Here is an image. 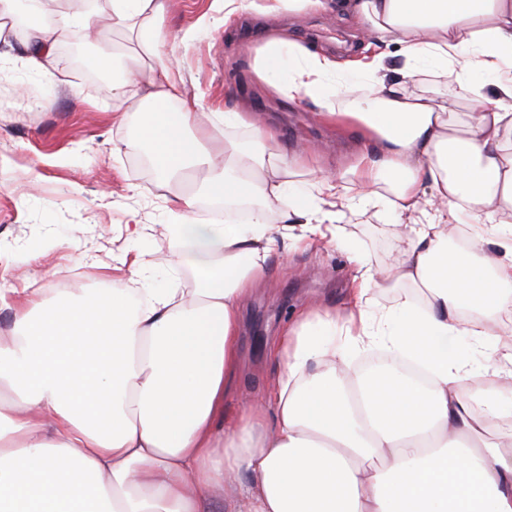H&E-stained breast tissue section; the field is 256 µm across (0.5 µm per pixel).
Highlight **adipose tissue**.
Wrapping results in <instances>:
<instances>
[{
	"label": "adipose tissue",
	"mask_w": 512,
	"mask_h": 512,
	"mask_svg": "<svg viewBox=\"0 0 512 512\" xmlns=\"http://www.w3.org/2000/svg\"><path fill=\"white\" fill-rule=\"evenodd\" d=\"M107 3L109 29L143 50L93 61L112 71L113 112L151 104L139 139L163 178L206 171L162 234L217 259L188 290L145 283L134 264L107 288L0 293L13 316L0 341V512H512V434L496 429L512 418V0H224L228 16L334 6L367 41L368 55L345 61L285 35L250 50L279 98L311 101L357 135L353 165L306 183L250 113H212L224 147L203 146L198 101L160 51L172 0ZM95 27L91 8L28 26L0 0V44L34 77ZM397 65L454 73L471 100L464 120L457 98L393 80ZM357 82L370 97L340 107L337 86ZM370 207L410 229L396 268L372 267L344 233ZM465 219L479 231L462 254L448 242ZM324 239L356 268L345 307L283 327L267 398L238 391L246 292L277 249ZM479 372L487 381L468 394Z\"/></svg>",
	"instance_id": "ef3b65f1"
}]
</instances>
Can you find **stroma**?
<instances>
[{
	"instance_id": "35a3bbf8",
	"label": "stroma",
	"mask_w": 512,
	"mask_h": 512,
	"mask_svg": "<svg viewBox=\"0 0 512 512\" xmlns=\"http://www.w3.org/2000/svg\"><path fill=\"white\" fill-rule=\"evenodd\" d=\"M233 20L225 25L222 0H175L164 24L163 54L177 59L188 95L201 101L194 125L210 127L211 113L226 108L251 112L279 129L271 150L293 155L315 143L324 169L352 164L349 140L335 124L317 118L310 102L279 99L255 78L243 50L285 32L346 58L360 48L352 21L336 11L237 14ZM135 46L119 31L102 43H62L51 79L0 66V89L14 90L0 98V155L9 160L0 169V291L34 285L50 296L61 288L100 287L115 276L127 249V225L167 222L170 200L192 194L204 179L194 169L179 180H162L137 148L140 115L115 121L111 80L87 81L72 65L73 58L91 54L126 56ZM393 222L387 211L370 209L344 229L374 266L385 267L400 259ZM141 258L146 281L163 277L189 288L196 268L214 255L196 244L173 253L157 236L147 238ZM351 276L344 253L323 241L304 253L276 254L242 304L241 384L267 395L276 368L269 354L274 336L314 304L342 307Z\"/></svg>"
}]
</instances>
